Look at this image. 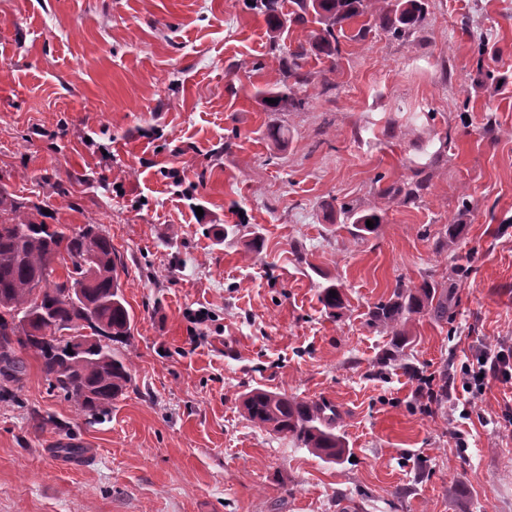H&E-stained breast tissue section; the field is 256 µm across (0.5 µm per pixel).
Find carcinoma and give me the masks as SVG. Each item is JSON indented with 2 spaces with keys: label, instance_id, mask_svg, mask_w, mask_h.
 <instances>
[{
  "label": "carcinoma",
  "instance_id": "obj_1",
  "mask_svg": "<svg viewBox=\"0 0 512 512\" xmlns=\"http://www.w3.org/2000/svg\"><path fill=\"white\" fill-rule=\"evenodd\" d=\"M370 2L290 0L291 9L285 14L279 10V0H260L274 32L284 33L293 25L319 26L315 45L327 56L341 54L342 23L366 15ZM421 18L420 0H395L383 24L401 37ZM305 57L301 44L281 48L279 63L285 80L256 90L262 99L277 100L269 109L304 104L295 88L309 81V73L303 71ZM426 189L422 180H405L387 187L384 194L414 202ZM345 213L360 231H370L366 221L379 224L382 220L375 211L360 214L348 208ZM65 258L73 264L83 259L86 267L69 268L64 278L56 279L53 264ZM36 284L40 285L37 295L33 293ZM332 290L336 294H330ZM393 295L374 304L370 317L391 329L397 349L407 340L402 326L412 315L427 310L438 320L448 317V296L436 295L426 280L417 287L399 282ZM319 301L328 310L342 308L341 288L335 284L321 288ZM130 330L131 315L112 240L94 224L73 230L65 224L38 223L24 207L0 193V374L21 372L24 361L15 348L26 350L41 360L51 390L74 402L90 419L101 421L131 382L129 364L111 347L113 342L127 340ZM242 406L253 424L292 436L328 462L338 463L349 452L343 437L336 434V409L324 401L297 400L256 388L244 394Z\"/></svg>",
  "mask_w": 512,
  "mask_h": 512
}]
</instances>
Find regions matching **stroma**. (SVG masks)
<instances>
[{"instance_id":"obj_1","label":"stroma","mask_w":512,"mask_h":512,"mask_svg":"<svg viewBox=\"0 0 512 512\" xmlns=\"http://www.w3.org/2000/svg\"><path fill=\"white\" fill-rule=\"evenodd\" d=\"M387 2L272 112L253 89L310 33L249 0H0V192L107 234L132 317L101 422L32 354L0 375V512H512V381L463 387L512 347V0H422L401 38ZM416 171L422 201L383 196ZM345 203L381 224L353 232ZM400 280L452 289L453 317L411 316L383 366L368 311ZM255 388L335 405L349 459L248 421Z\"/></svg>"}]
</instances>
